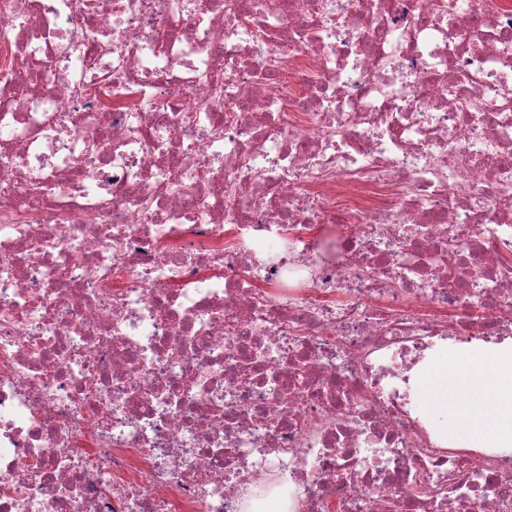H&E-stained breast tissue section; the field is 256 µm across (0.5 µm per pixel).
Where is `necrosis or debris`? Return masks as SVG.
I'll list each match as a JSON object with an SVG mask.
<instances>
[{
  "mask_svg": "<svg viewBox=\"0 0 512 512\" xmlns=\"http://www.w3.org/2000/svg\"><path fill=\"white\" fill-rule=\"evenodd\" d=\"M511 341L512 0H0V512H512ZM319 234L320 244L319 247L314 252V258L319 262L327 261L336 264L341 262L343 260V256L339 247L336 248V246L334 245L329 251L323 249V243H334L336 239V243L338 244L340 229L336 227V235L329 228L321 229ZM422 395L429 409L448 414V420L452 410L442 433L449 428L470 447L512 450V349L466 365L445 357L425 374Z\"/></svg>",
  "mask_w": 512,
  "mask_h": 512,
  "instance_id": "necrosis-or-debris-1",
  "label": "necrosis or debris"
}]
</instances>
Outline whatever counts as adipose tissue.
I'll use <instances>...</instances> for the list:
<instances>
[{"instance_id": "ef3b65f1", "label": "adipose tissue", "mask_w": 512, "mask_h": 512, "mask_svg": "<svg viewBox=\"0 0 512 512\" xmlns=\"http://www.w3.org/2000/svg\"><path fill=\"white\" fill-rule=\"evenodd\" d=\"M429 409L452 412L450 432L477 448L512 447V350L460 364L440 360L425 374Z\"/></svg>"}]
</instances>
